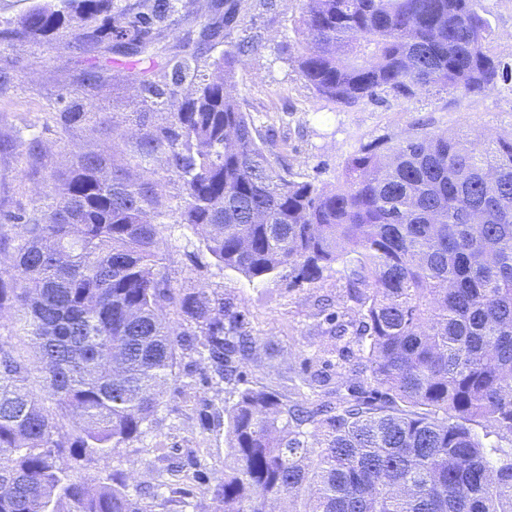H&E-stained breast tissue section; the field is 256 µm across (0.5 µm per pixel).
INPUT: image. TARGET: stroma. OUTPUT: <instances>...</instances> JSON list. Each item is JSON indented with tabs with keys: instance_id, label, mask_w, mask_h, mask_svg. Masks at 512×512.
Listing matches in <instances>:
<instances>
[{
	"instance_id": "1",
	"label": "stroma",
	"mask_w": 512,
	"mask_h": 512,
	"mask_svg": "<svg viewBox=\"0 0 512 512\" xmlns=\"http://www.w3.org/2000/svg\"><path fill=\"white\" fill-rule=\"evenodd\" d=\"M490 21L489 48L512 63V0H477ZM247 24L237 38L250 37L257 52L243 56L235 93L259 129L274 128L271 150L280 154L299 179L333 187L342 179L347 159L363 144L396 142L418 123L431 129L480 132L512 138V87L499 85L482 95L451 96L438 89L411 100L384 97L354 108H337L319 99L294 61L300 0H242ZM145 61L116 56L106 80L92 99L96 111L109 113L117 129L106 135L90 126L62 128L56 116L79 79L71 42L65 31L41 41L0 44V70L16 74L0 91V137L21 130L39 137L52 167L65 168L73 153L123 150L134 157L142 131L137 115L149 112L161 123L163 109H150L140 82ZM24 160L0 153V212L28 210L42 185L22 174ZM162 252L164 271L181 292L215 289L234 299L245 313V328L258 340L257 350L241 366L239 383L217 382L198 354L179 357L174 376L150 429L121 445L88 469L91 477L115 471L128 475L130 486L154 490L153 512H219L211 489L224 478L228 453L225 407L240 390L270 387L289 400L311 398L335 403L350 395L368 397L365 375L351 374L359 352L329 336V312L355 315L345 288L348 265L324 271L312 283L290 286L288 278L262 284L219 267L191 230L166 225ZM346 372H339V364Z\"/></svg>"
}]
</instances>
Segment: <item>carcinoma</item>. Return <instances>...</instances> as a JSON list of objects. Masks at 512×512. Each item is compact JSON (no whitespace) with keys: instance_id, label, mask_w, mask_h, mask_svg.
I'll return each instance as SVG.
<instances>
[{"instance_id":"obj_1","label":"carcinoma","mask_w":512,"mask_h":512,"mask_svg":"<svg viewBox=\"0 0 512 512\" xmlns=\"http://www.w3.org/2000/svg\"><path fill=\"white\" fill-rule=\"evenodd\" d=\"M59 2L28 10L0 42L68 30L91 66L58 113L66 129L108 123L89 96L112 54L166 58L170 81L141 87L168 118L137 149L138 165L164 164L133 180L117 151L85 152L59 175L37 137L3 140L44 189L30 210L0 215V321L37 359L0 338V512H152L127 476L91 478L82 462L146 431L182 354L240 381L258 340L237 304L201 288L179 299L190 330L166 320L170 218L251 281L287 269L292 284L312 283L354 257L346 288L358 318L332 315L330 332L357 343V373L381 394L330 406L242 390L226 409L220 512H512V453L492 458L479 433L512 436V139L421 127L361 146L334 188L296 181L234 94L239 56L256 42L224 51L208 74L187 53L241 26L240 0H225L224 25L189 27L173 46L163 32L190 0ZM299 30L301 75L338 108L512 81L476 0H304ZM171 174L184 190L174 217L160 190Z\"/></svg>"}]
</instances>
